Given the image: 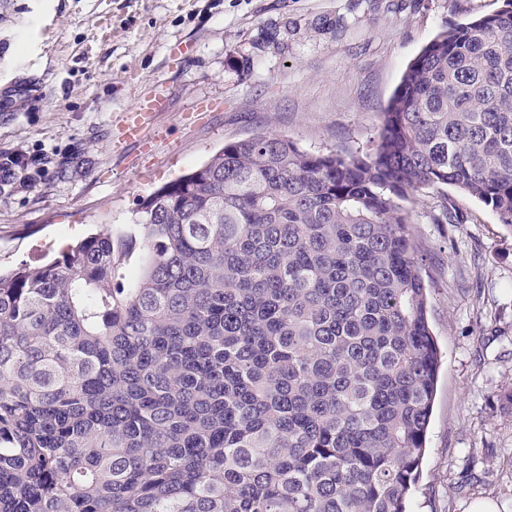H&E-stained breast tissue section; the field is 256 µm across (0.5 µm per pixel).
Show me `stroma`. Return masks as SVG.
<instances>
[{"instance_id":"35a3bbf8","label":"stroma","mask_w":512,"mask_h":512,"mask_svg":"<svg viewBox=\"0 0 512 512\" xmlns=\"http://www.w3.org/2000/svg\"><path fill=\"white\" fill-rule=\"evenodd\" d=\"M500 0H0V158L40 163L0 194V269L39 266L99 226L125 230L224 144L274 133L369 150L407 65ZM238 51L236 65L226 55ZM165 84L151 150L120 120ZM458 224H437L442 206ZM441 350L408 512H512V231L453 188L410 206Z\"/></svg>"}]
</instances>
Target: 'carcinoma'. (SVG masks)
<instances>
[{
    "mask_svg": "<svg viewBox=\"0 0 512 512\" xmlns=\"http://www.w3.org/2000/svg\"><path fill=\"white\" fill-rule=\"evenodd\" d=\"M512 230V0L439 32L366 151L227 142L0 273V512H407L441 362L400 202Z\"/></svg>",
    "mask_w": 512,
    "mask_h": 512,
    "instance_id": "cac0c4a2",
    "label": "carcinoma"
}]
</instances>
